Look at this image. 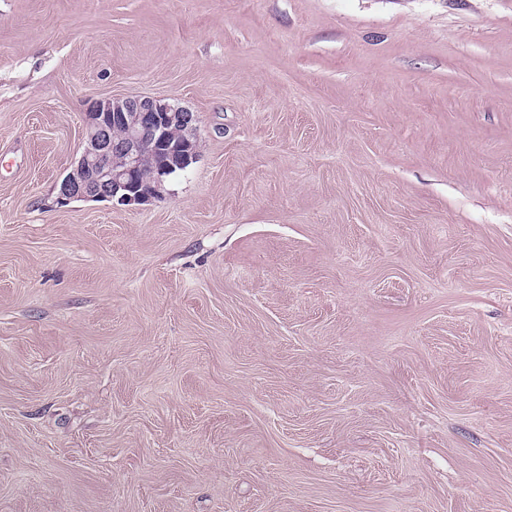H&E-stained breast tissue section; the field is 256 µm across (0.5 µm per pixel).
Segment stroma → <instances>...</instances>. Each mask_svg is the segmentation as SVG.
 <instances>
[{"label": "stroma", "mask_w": 512, "mask_h": 512, "mask_svg": "<svg viewBox=\"0 0 512 512\" xmlns=\"http://www.w3.org/2000/svg\"><path fill=\"white\" fill-rule=\"evenodd\" d=\"M0 512H512V0H0ZM86 145L57 184L56 203L106 200L142 206L163 197L167 179L199 156L197 115L166 99L130 96L90 103L83 116ZM114 130L116 136H113ZM148 147L150 156L143 148Z\"/></svg>", "instance_id": "35a3bbf8"}]
</instances>
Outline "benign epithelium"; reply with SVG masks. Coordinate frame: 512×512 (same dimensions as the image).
I'll use <instances>...</instances> for the list:
<instances>
[{
	"mask_svg": "<svg viewBox=\"0 0 512 512\" xmlns=\"http://www.w3.org/2000/svg\"><path fill=\"white\" fill-rule=\"evenodd\" d=\"M86 145L72 170L57 184L56 203L106 200L142 206L163 197L167 179L199 156L197 115L166 99L130 96L90 103L83 116ZM121 131L118 137L113 131ZM153 159L141 178L143 148Z\"/></svg>",
	"mask_w": 512,
	"mask_h": 512,
	"instance_id": "benign-epithelium-1",
	"label": "benign epithelium"
}]
</instances>
